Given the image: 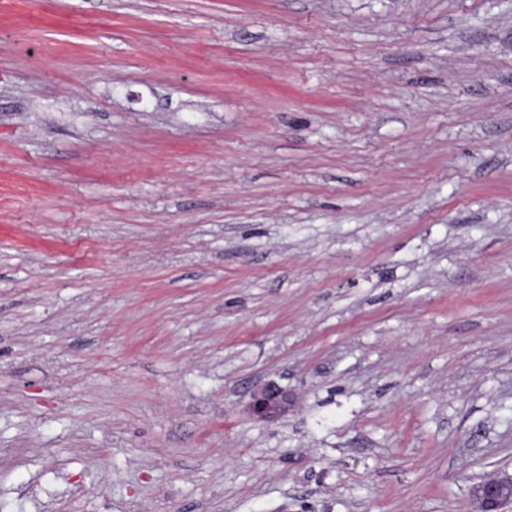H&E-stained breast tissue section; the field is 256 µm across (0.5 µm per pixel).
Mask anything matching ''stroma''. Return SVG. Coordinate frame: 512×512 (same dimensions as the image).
I'll return each mask as SVG.
<instances>
[{
  "label": "stroma",
  "mask_w": 512,
  "mask_h": 512,
  "mask_svg": "<svg viewBox=\"0 0 512 512\" xmlns=\"http://www.w3.org/2000/svg\"><path fill=\"white\" fill-rule=\"evenodd\" d=\"M508 475L512 0H0V512ZM292 407L293 399L288 389L266 383L252 391L248 412L256 421L274 422L288 416Z\"/></svg>",
  "instance_id": "35a3bbf8"
}]
</instances>
